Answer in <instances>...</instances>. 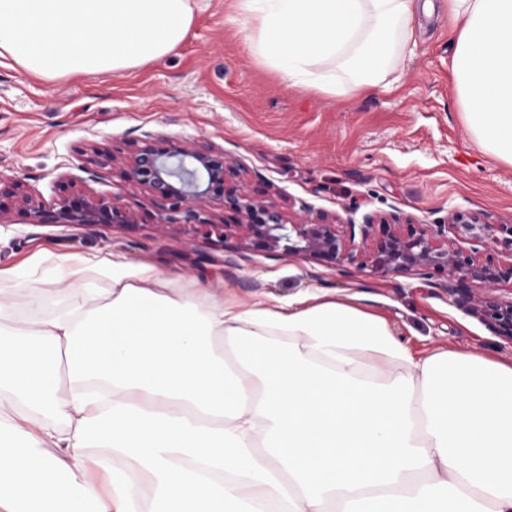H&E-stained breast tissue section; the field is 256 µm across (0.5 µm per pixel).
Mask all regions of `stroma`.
I'll list each match as a JSON object with an SVG mask.
<instances>
[{
    "mask_svg": "<svg viewBox=\"0 0 512 512\" xmlns=\"http://www.w3.org/2000/svg\"><path fill=\"white\" fill-rule=\"evenodd\" d=\"M193 23L166 56L119 73L47 80L0 57V175L17 177L44 209L30 223L0 200V269L26 266L30 318L63 308L65 285L52 284L57 254L116 252L148 261L176 287L205 283L252 304L296 298L309 289L327 298H355L384 316L417 357L471 352L511 361L512 345L454 304L442 276L418 272L344 275L313 260L240 248L225 241L158 231V208L117 164L91 169V147L127 153L128 142L153 135L209 143L242 178L260 180L281 205L301 202L340 224L401 214L414 224H439L449 211L512 224V166L484 151L469 132L451 79L447 8L436 0L418 15L401 78L370 91L329 93L289 86L250 49L238 0H195ZM107 194L138 217L136 225L55 224L57 180Z\"/></svg>",
    "mask_w": 512,
    "mask_h": 512,
    "instance_id": "stroma-1",
    "label": "stroma"
}]
</instances>
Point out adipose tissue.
Returning a JSON list of instances; mask_svg holds the SVG:
<instances>
[{
    "instance_id": "ef3b65f1",
    "label": "adipose tissue",
    "mask_w": 512,
    "mask_h": 512,
    "mask_svg": "<svg viewBox=\"0 0 512 512\" xmlns=\"http://www.w3.org/2000/svg\"><path fill=\"white\" fill-rule=\"evenodd\" d=\"M238 5L301 89L394 83L411 38L413 0ZM447 9L464 120L512 166V0ZM52 273L70 300L42 320L0 275V512H512V362L414 357L312 292L242 305L106 256Z\"/></svg>"
}]
</instances>
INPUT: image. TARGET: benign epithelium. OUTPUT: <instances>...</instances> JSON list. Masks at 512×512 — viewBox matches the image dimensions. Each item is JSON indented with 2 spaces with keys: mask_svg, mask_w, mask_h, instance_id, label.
Listing matches in <instances>:
<instances>
[{
  "mask_svg": "<svg viewBox=\"0 0 512 512\" xmlns=\"http://www.w3.org/2000/svg\"><path fill=\"white\" fill-rule=\"evenodd\" d=\"M126 178L169 204L156 225L167 227L181 215L184 230L220 241L239 240L242 248L282 252L322 262L342 274L354 266L387 276L417 271L425 278L446 277L444 288L455 303L483 322L495 336L512 344V298L498 294L512 285V224H489L477 214L448 213L443 224H412L393 214L362 224H338L336 217L305 203L288 214L263 191L238 179L234 164L211 145H158L148 136L129 144ZM118 161L106 148L95 147L88 163L104 169ZM21 181L0 176V198L14 201L32 223L43 209L20 191ZM220 199L236 214L233 224L204 217L203 206ZM56 223L64 226L137 224V216L120 208L113 197H89L72 182H58Z\"/></svg>",
  "mask_w": 512,
  "mask_h": 512,
  "instance_id": "obj_1",
  "label": "benign epithelium"
}]
</instances>
